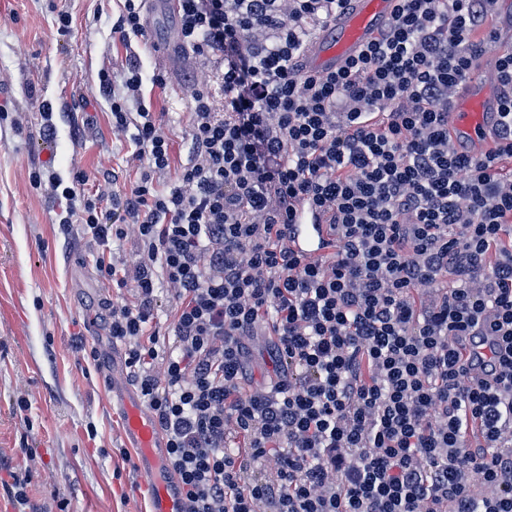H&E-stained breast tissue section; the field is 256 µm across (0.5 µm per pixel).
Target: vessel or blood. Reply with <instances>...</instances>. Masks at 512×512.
I'll return each instance as SVG.
<instances>
[{
	"instance_id": "b4317fda",
	"label": "vessel or blood",
	"mask_w": 512,
	"mask_h": 512,
	"mask_svg": "<svg viewBox=\"0 0 512 512\" xmlns=\"http://www.w3.org/2000/svg\"><path fill=\"white\" fill-rule=\"evenodd\" d=\"M397 0H350L347 9L321 32L307 48L303 65L311 72L340 69L357 56L390 23ZM148 25L153 49L173 56L180 51L178 39L179 0H147ZM499 100L474 79L464 81L448 107V127L466 152L486 151L493 140ZM293 248L308 256L327 254L323 226L309 223L307 211H299ZM125 434L138 450L137 465L150 485L148 512H183V497L177 478L166 470L167 443L154 417L137 399L122 400Z\"/></svg>"
}]
</instances>
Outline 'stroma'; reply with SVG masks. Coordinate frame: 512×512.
<instances>
[{
	"instance_id": "1",
	"label": "stroma",
	"mask_w": 512,
	"mask_h": 512,
	"mask_svg": "<svg viewBox=\"0 0 512 512\" xmlns=\"http://www.w3.org/2000/svg\"><path fill=\"white\" fill-rule=\"evenodd\" d=\"M61 9L73 18L64 35L55 24ZM118 13L117 0H0V103L9 109L0 121V512H12L4 486L16 473L29 475L43 512L148 508L138 451L112 399L135 392L108 331V303L121 295L95 271L83 236L62 232L53 200L31 188L29 175L48 167L68 180L81 169L91 190L133 179L128 140L113 133L99 88L101 68L118 72L137 60L177 165L189 155L190 85L207 88L218 112L224 93L213 62L158 57L145 45L129 54L112 39ZM157 73L165 87L153 85Z\"/></svg>"
}]
</instances>
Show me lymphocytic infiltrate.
I'll use <instances>...</instances> for the list:
<instances>
[{
  "instance_id": "1",
  "label": "lymphocytic infiltrate",
  "mask_w": 512,
  "mask_h": 512,
  "mask_svg": "<svg viewBox=\"0 0 512 512\" xmlns=\"http://www.w3.org/2000/svg\"><path fill=\"white\" fill-rule=\"evenodd\" d=\"M112 36L145 35L119 0ZM190 158L145 102L137 62L103 69L127 191L35 171L123 298L109 333L167 442L184 512H512V53L495 146H451L448 103L496 33L489 0H398L337 71L305 74L311 31L348 0H180ZM333 253L290 245L298 206ZM121 211L113 223V211ZM134 238L127 263L112 245ZM172 307L156 318L162 294ZM275 364L250 377V343Z\"/></svg>"
}]
</instances>
